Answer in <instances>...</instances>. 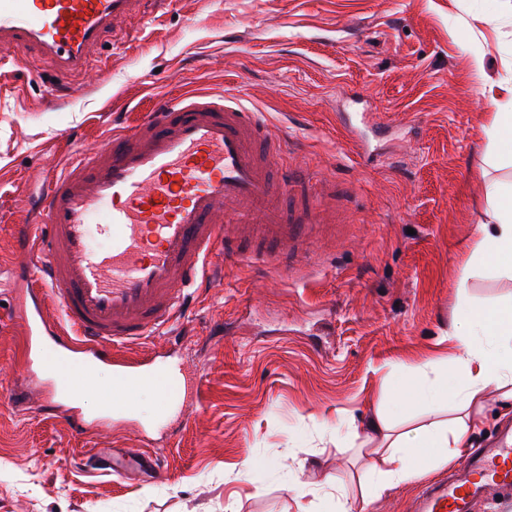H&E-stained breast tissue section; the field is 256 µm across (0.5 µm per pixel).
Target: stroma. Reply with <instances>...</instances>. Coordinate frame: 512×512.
Here are the masks:
<instances>
[{"label":"stroma","instance_id":"1","mask_svg":"<svg viewBox=\"0 0 512 512\" xmlns=\"http://www.w3.org/2000/svg\"><path fill=\"white\" fill-rule=\"evenodd\" d=\"M504 9V0H173L154 22L135 16L105 37L96 81L76 74L57 92L50 63L15 48L0 68V512H333L327 490L338 478L347 507L412 512L421 490L461 473L464 453L363 503L369 451L336 428L388 404L392 362L451 365L440 337L460 296L478 306L512 298V281L491 273L465 294L456 288L488 208L483 181L512 175L484 162L495 104L482 88L512 69V23L491 21ZM198 91L234 94L283 132L311 189H335L338 220L296 274L259 260L225 267L190 298L179 339L124 346V359L178 368L183 394L168 418H153L154 392L81 435L16 410L15 393L54 385L22 354L18 225L66 152L96 148L159 99ZM344 112L380 130L373 159L351 141ZM130 448L160 452L164 474L117 477L85 464L90 451ZM262 457L294 470L246 475L244 461ZM295 477L308 495L291 489Z\"/></svg>","mask_w":512,"mask_h":512}]
</instances>
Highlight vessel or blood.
Instances as JSON below:
<instances>
[{"label":"vessel or blood","mask_w":512,"mask_h":512,"mask_svg":"<svg viewBox=\"0 0 512 512\" xmlns=\"http://www.w3.org/2000/svg\"><path fill=\"white\" fill-rule=\"evenodd\" d=\"M169 0H0V64L22 45L47 59L58 79L87 72L105 33ZM285 141L260 112L233 95L195 92L165 100L132 125L105 136L92 152L64 156L42 189L35 221L22 225L24 270L39 286L20 307L33 363L52 346L72 399L103 389L128 401L151 386L161 407L171 381L127 370L118 354L181 316L188 287L216 262L249 255L302 256L320 211L306 204L309 183L285 164ZM290 206H283V199ZM109 240L95 249V237ZM61 321L49 324V305ZM111 362L113 380L97 386L91 368ZM487 486L512 495V429L479 449L463 474L431 488L416 512H470Z\"/></svg>","instance_id":"obj_1"}]
</instances>
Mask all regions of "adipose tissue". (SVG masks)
Returning <instances> with one entry per match:
<instances>
[{"label":"adipose tissue","instance_id":"obj_1","mask_svg":"<svg viewBox=\"0 0 512 512\" xmlns=\"http://www.w3.org/2000/svg\"><path fill=\"white\" fill-rule=\"evenodd\" d=\"M497 98L487 133L491 160L512 164V74L489 86ZM487 217L459 270L458 288L491 269L512 279V184L489 182ZM454 349V367L442 372L433 361L415 369L396 364L400 385L391 409L349 420L353 438L375 445L376 459L367 466L362 495L377 499L389 487L429 476L453 463L490 407L512 408V301L475 309L459 303L452 324L441 336ZM448 400L456 416L406 431L396 430L391 416L413 403Z\"/></svg>","mask_w":512,"mask_h":512}]
</instances>
